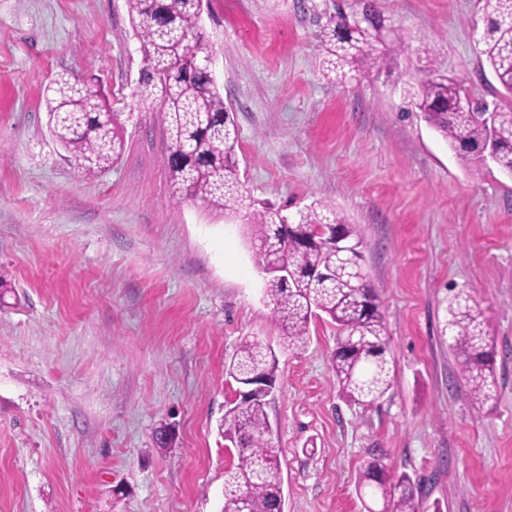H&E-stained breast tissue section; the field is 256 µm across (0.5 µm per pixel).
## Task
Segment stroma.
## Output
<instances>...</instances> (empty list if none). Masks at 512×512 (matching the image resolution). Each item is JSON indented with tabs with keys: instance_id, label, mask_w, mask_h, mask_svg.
Wrapping results in <instances>:
<instances>
[{
	"instance_id": "35a3bbf8",
	"label": "stroma",
	"mask_w": 512,
	"mask_h": 512,
	"mask_svg": "<svg viewBox=\"0 0 512 512\" xmlns=\"http://www.w3.org/2000/svg\"><path fill=\"white\" fill-rule=\"evenodd\" d=\"M337 2L203 0V26L243 195L292 218L322 200L360 227L396 365L370 406L334 382L333 324L284 338L249 211L173 198L126 0H0V512H220L237 461L217 427L225 368L246 338L277 365L284 512H365L376 453L420 482L419 512H512V178L461 161L405 99L432 65L500 101L478 2L379 0L402 47L345 81L321 67ZM63 73L97 78L122 122V156L95 177L48 132ZM460 292L495 346L480 411L443 334Z\"/></svg>"
}]
</instances>
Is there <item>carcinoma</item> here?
<instances>
[{"label": "carcinoma", "mask_w": 512, "mask_h": 512, "mask_svg": "<svg viewBox=\"0 0 512 512\" xmlns=\"http://www.w3.org/2000/svg\"><path fill=\"white\" fill-rule=\"evenodd\" d=\"M377 2L343 0L327 21L322 39L326 62L343 78L353 77L361 66L383 70L398 46V35H384L392 23ZM127 3L146 64L137 92L159 102L173 197L191 199L219 215L251 207L241 192L235 122L210 70L200 0ZM479 4L482 55L509 102L492 107L481 99L471 102L464 85L432 66L407 96L463 161L485 163L477 147L489 144L491 161L500 172L512 174V0ZM48 91L49 128L73 166L85 175L112 166L125 141L118 113L108 106L100 83L60 77ZM249 220L258 241L255 263L268 275L265 293L288 345H305L309 322L326 315L336 325L331 365L340 391L363 406L382 399L392 388L395 364L387 358L384 315L362 269L357 225L321 201L299 212L295 222L273 207L250 212ZM337 235L352 244L349 253L337 250ZM486 325L483 313L457 293L444 334L477 407L494 398L493 343ZM227 375L240 386L255 376L275 384L270 348L242 340ZM268 397L261 388L244 402L232 400L219 421V432L237 451V464L224 472L221 512H278L284 500L278 449L269 437ZM359 489L371 497L382 491L380 512H416L419 484L405 473L389 478L377 459L365 467Z\"/></svg>", "instance_id": "carcinoma-1"}]
</instances>
